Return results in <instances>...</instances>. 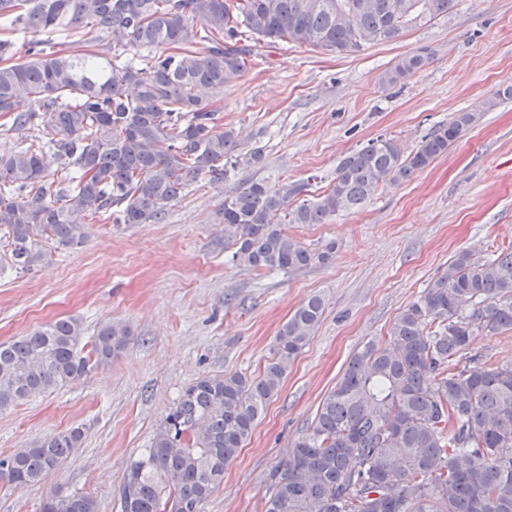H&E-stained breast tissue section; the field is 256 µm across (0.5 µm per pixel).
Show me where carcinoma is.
<instances>
[{
	"label": "carcinoma",
	"instance_id": "obj_1",
	"mask_svg": "<svg viewBox=\"0 0 512 512\" xmlns=\"http://www.w3.org/2000/svg\"><path fill=\"white\" fill-rule=\"evenodd\" d=\"M456 0H0V19L36 35L23 63L0 39V114L27 146L0 152V264L28 271L56 248L85 243L91 221H161L199 177L213 184L262 163L201 93H224L252 68L244 38L293 41L338 54L397 39L446 16ZM104 31L98 53L50 36ZM207 50H193L197 43ZM165 47L169 53L141 54ZM429 57L400 58L396 84ZM22 98L32 101L17 111ZM458 112L415 149L378 137L343 156L328 190L293 203L300 184L248 181L224 195V244L253 269L296 272L328 261L289 224H323L361 207L383 185L410 181L477 125ZM60 164L47 173L45 153ZM325 309L311 297L282 325L263 371L205 376L189 386L119 485L120 512H201L224 468L276 397L290 364ZM512 330V246L487 257L460 252L390 329L384 344L355 352L309 429L274 469L264 512H512V363L489 366L468 348L476 336ZM74 318L0 344V411L80 379L129 343L121 322L102 324L89 351ZM83 437L51 434L0 457V481H43ZM41 512H98L89 494L48 496Z\"/></svg>",
	"mask_w": 512,
	"mask_h": 512
}]
</instances>
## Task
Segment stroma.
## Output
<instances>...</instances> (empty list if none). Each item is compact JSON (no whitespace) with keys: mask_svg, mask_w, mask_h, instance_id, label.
<instances>
[{"mask_svg":"<svg viewBox=\"0 0 512 512\" xmlns=\"http://www.w3.org/2000/svg\"><path fill=\"white\" fill-rule=\"evenodd\" d=\"M254 65L215 105L243 150L262 165L223 183L190 182L163 221L92 222L85 243L56 250L49 266L0 270V343L78 318L86 336L119 321L126 350L82 378L0 411V454L82 428L70 459L44 481L0 485V512H41L56 491L85 492L99 512H119L116 491L167 413L198 379L259 375L280 326L312 296L325 313L265 407L223 484L202 512H263L271 470L313 421L351 355L387 342L400 313L456 255L512 246V0H458L453 12L398 39L336 54L289 41L250 43ZM429 48L411 78L386 84L398 59ZM482 116L417 177L384 186L327 224H292L309 249L335 243L331 259L294 273L237 266L224 245L225 193L245 179L328 189L339 159L383 136L414 149L455 113Z\"/></svg>","mask_w":512,"mask_h":512,"instance_id":"stroma-1","label":"stroma"}]
</instances>
